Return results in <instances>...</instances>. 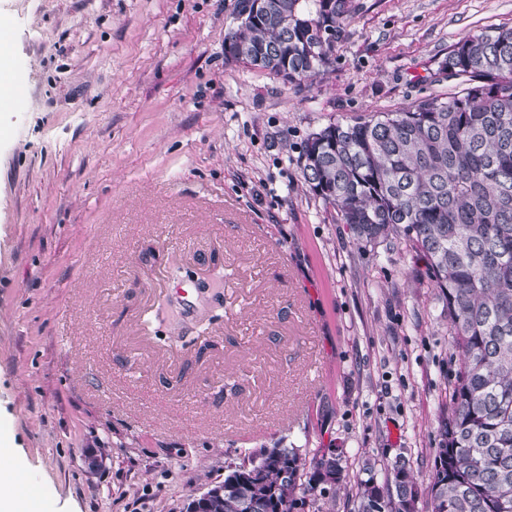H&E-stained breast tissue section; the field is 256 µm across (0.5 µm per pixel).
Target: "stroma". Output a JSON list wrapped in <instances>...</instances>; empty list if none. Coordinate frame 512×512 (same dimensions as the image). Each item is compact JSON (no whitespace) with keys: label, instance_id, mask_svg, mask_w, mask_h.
I'll list each match as a JSON object with an SVG mask.
<instances>
[{"label":"stroma","instance_id":"1","mask_svg":"<svg viewBox=\"0 0 512 512\" xmlns=\"http://www.w3.org/2000/svg\"><path fill=\"white\" fill-rule=\"evenodd\" d=\"M300 86L228 58L240 0H0V447L38 512H185L248 451L397 457L427 493L460 367L426 260L357 243L307 135L394 112L512 0H350ZM223 280L193 314L172 281ZM102 452L95 471L84 456ZM10 31V24L6 18L0 17V42L2 43V49L0 47V96L8 97L11 96L13 88L9 81V74L11 73L9 54L7 51L8 36ZM5 44L6 46H3Z\"/></svg>","mask_w":512,"mask_h":512}]
</instances>
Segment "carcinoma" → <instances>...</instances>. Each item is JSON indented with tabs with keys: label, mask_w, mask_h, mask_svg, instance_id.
Masks as SVG:
<instances>
[{
	"label": "carcinoma",
	"mask_w": 512,
	"mask_h": 512,
	"mask_svg": "<svg viewBox=\"0 0 512 512\" xmlns=\"http://www.w3.org/2000/svg\"><path fill=\"white\" fill-rule=\"evenodd\" d=\"M232 29L235 60L299 86L330 60L349 0H268ZM438 74L463 88L399 112L330 123L302 150L310 189L357 241L405 239L429 261L458 355L428 475L432 512H512V28L459 40ZM343 456L261 448L212 486L199 512H293L340 488ZM354 512H417L400 457L366 466Z\"/></svg>",
	"instance_id": "cac0c4a2"
}]
</instances>
